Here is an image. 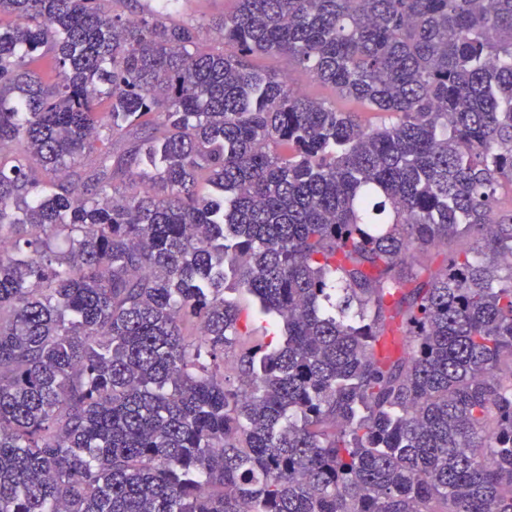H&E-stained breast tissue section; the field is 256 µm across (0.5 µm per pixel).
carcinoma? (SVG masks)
Returning a JSON list of instances; mask_svg holds the SVG:
<instances>
[{"label":"carcinoma","mask_w":512,"mask_h":512,"mask_svg":"<svg viewBox=\"0 0 512 512\" xmlns=\"http://www.w3.org/2000/svg\"><path fill=\"white\" fill-rule=\"evenodd\" d=\"M174 2L0 0V512H512V0ZM233 0H180L176 18L185 23L224 16L233 9ZM253 63L259 69H274L281 73H287L290 75L292 85L302 94L313 99L336 102V106L341 109H349L354 106L350 102L339 98L333 88L315 81L307 73L297 68L288 60L287 56L275 58L258 56L253 59Z\"/></svg>","instance_id":"1"}]
</instances>
